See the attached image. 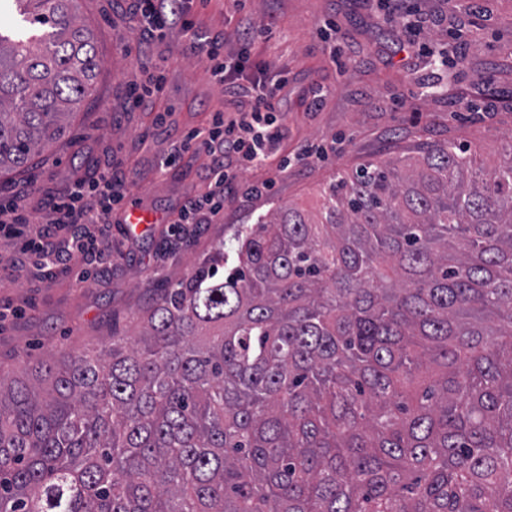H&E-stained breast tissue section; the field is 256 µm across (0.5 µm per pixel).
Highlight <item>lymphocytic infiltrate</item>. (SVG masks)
Returning a JSON list of instances; mask_svg holds the SVG:
<instances>
[{"mask_svg":"<svg viewBox=\"0 0 512 512\" xmlns=\"http://www.w3.org/2000/svg\"><path fill=\"white\" fill-rule=\"evenodd\" d=\"M189 0H129L133 19L143 40L164 38L170 28H179L190 54L202 60L212 83L231 98H247L250 108L241 117L228 119L216 113L208 126L189 132L173 151L159 162V174L175 168L187 152L205 153L208 158L206 192L188 197L180 208L181 224H206L224 211L226 193L233 190L235 174L226 165L233 157L243 167L266 164L269 149L285 136L278 120L275 99L285 76L264 81L245 78L246 52L230 58L224 54L225 33L199 34L188 17ZM128 184L110 175L80 176L70 189L53 199L49 220L28 236L31 222L28 195H6L0 204V230L21 239L25 251L35 253L46 276L60 272L73 256L89 259L101 249L92 229L111 223L113 211L122 207Z\"/></svg>","mask_w":512,"mask_h":512,"instance_id":"1","label":"lymphocytic infiltrate"}]
</instances>
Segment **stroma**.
<instances>
[{
	"label": "stroma",
	"instance_id": "stroma-1",
	"mask_svg": "<svg viewBox=\"0 0 512 512\" xmlns=\"http://www.w3.org/2000/svg\"><path fill=\"white\" fill-rule=\"evenodd\" d=\"M420 21L414 33L384 23L381 0H193L189 16L202 31L233 30L243 17L270 27L252 47L253 60L275 59L288 83L276 97L286 136L265 167L240 170L224 201V221L188 225L175 235L170 223L183 201L207 184V160L184 155L166 176L157 165L178 136L208 125L215 111L233 116L221 87L190 56L180 32L144 43L123 0H79L78 14L92 31L99 60L94 91L72 118L73 138L44 149L34 173L17 174L12 189L30 193L32 220L46 222L48 201L75 174L119 167L127 199L151 214L131 228L116 211L103 230L105 258H76L72 271L44 277L34 257L0 237V375L58 351L102 347L125 330L156 289L186 278L198 260L224 238L229 224H253L292 204L318 217L321 189L337 173L416 151L426 141L455 139L492 167L512 154V0H477L449 8L443 0H409ZM457 58L454 68L435 64L429 49ZM165 76L149 109L131 110V84L152 72ZM326 157L305 156L311 146ZM292 164L278 171L281 157ZM277 180L266 195L251 193L265 178ZM87 272L84 287L73 275Z\"/></svg>",
	"mask_w": 512,
	"mask_h": 512
}]
</instances>
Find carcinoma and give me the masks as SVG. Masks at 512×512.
Here are the masks:
<instances>
[{"instance_id": "carcinoma-1", "label": "carcinoma", "mask_w": 512, "mask_h": 512, "mask_svg": "<svg viewBox=\"0 0 512 512\" xmlns=\"http://www.w3.org/2000/svg\"><path fill=\"white\" fill-rule=\"evenodd\" d=\"M0 172L93 92L77 0H13ZM452 141L281 207L139 316L0 378V512H512V160Z\"/></svg>"}]
</instances>
